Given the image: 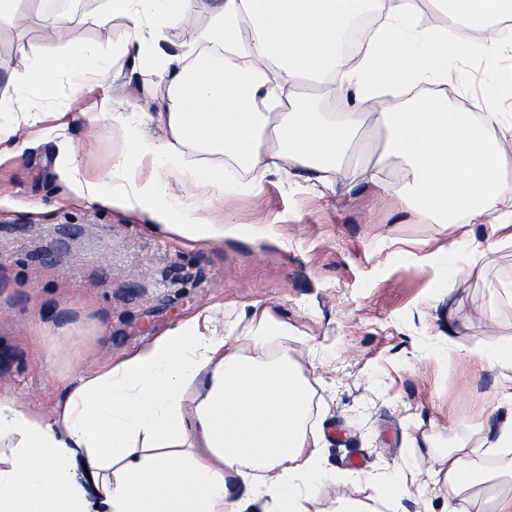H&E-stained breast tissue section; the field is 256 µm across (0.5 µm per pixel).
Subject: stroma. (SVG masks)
<instances>
[{
  "label": "stroma",
  "instance_id": "35a3bbf8",
  "mask_svg": "<svg viewBox=\"0 0 512 512\" xmlns=\"http://www.w3.org/2000/svg\"><path fill=\"white\" fill-rule=\"evenodd\" d=\"M65 21L78 41L105 28L114 45L132 36L125 20L106 18L103 0H83ZM47 44L38 25H0V90ZM448 66L464 77L448 87L455 110L505 79L512 52L493 62L452 56ZM159 92L155 71L141 67L128 82L35 100L44 121L23 129L21 154L0 153V392L53 413L71 380L179 321L206 308L231 321L255 304L303 335L287 348L314 381L319 453L347 477L337 493L305 501V512L378 497L383 476L426 471L443 449L482 453L512 417V386L448 348L512 339V303L497 298L512 284V242L495 246L429 314V287L445 274L402 263L393 243L444 231L365 183L339 197L269 175L259 198L227 196L204 214L267 224L272 236L221 245L172 238L149 229L146 215L74 199L58 171L55 127L65 126L82 176H104L125 144L96 113L107 101L119 112H153ZM423 433L431 447H414Z\"/></svg>",
  "mask_w": 512,
  "mask_h": 512
}]
</instances>
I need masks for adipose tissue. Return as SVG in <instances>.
<instances>
[{
	"mask_svg": "<svg viewBox=\"0 0 512 512\" xmlns=\"http://www.w3.org/2000/svg\"><path fill=\"white\" fill-rule=\"evenodd\" d=\"M434 2L486 34L481 52L501 51L488 32L495 19L512 16V0ZM196 3L104 0L106 16L123 18L133 34L110 53L100 42L73 40L63 22L34 15L49 27V45L33 67L14 74L13 96L0 99V145L35 119L32 98L58 97V75L72 76L75 96L83 79L106 83L130 64L153 62L165 86L159 111L101 112L129 148L98 179L82 177L77 153H68L72 191L90 204L148 215L155 230L187 241H259L269 225L208 221L166 193L160 174H181L211 200L259 197L265 177L281 171L311 191L345 196L358 184L344 171L362 115L315 111L300 97V81L341 80L356 104L390 87L434 84L431 96L374 112V126L386 133L383 153L401 158L405 174L373 183L423 221L468 230L421 255L399 251V258L447 270L454 290L462 283L458 265L479 264L512 228V184L501 178L512 166L503 148L512 144V117L498 109L494 89L483 116L449 109L442 89L456 76L447 55L471 47L449 42L447 27L425 23L422 0H216L194 34L193 57L161 52L164 29L187 20ZM365 13L375 23L352 63L345 36ZM192 149L211 163L190 161ZM145 160L157 178H140ZM293 336L266 308L241 310L227 326L205 309L80 376L53 414L0 393V438H17L0 455V512H304V500L340 479L313 450L319 439L309 379L287 351L269 352ZM483 454L495 459L493 470L454 448L438 469L385 480L381 499H345L341 512H380L413 486L444 494L447 512H512V420ZM82 469L92 488L80 482Z\"/></svg>",
	"mask_w": 512,
	"mask_h": 512,
	"instance_id": "obj_1",
	"label": "adipose tissue"
}]
</instances>
